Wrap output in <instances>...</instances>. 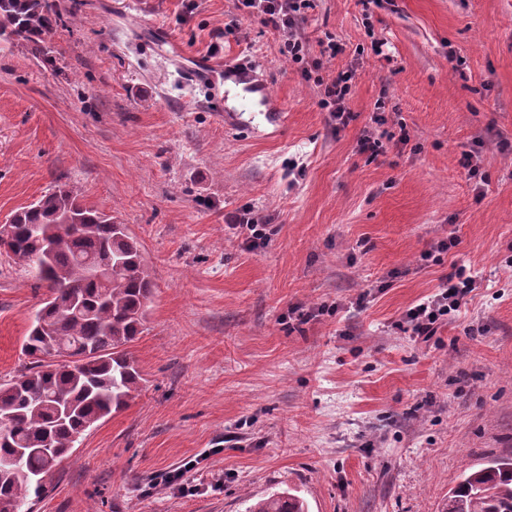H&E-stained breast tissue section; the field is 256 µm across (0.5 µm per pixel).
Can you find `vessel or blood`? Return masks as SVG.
<instances>
[{"instance_id": "b4317fda", "label": "vessel or blood", "mask_w": 512, "mask_h": 512, "mask_svg": "<svg viewBox=\"0 0 512 512\" xmlns=\"http://www.w3.org/2000/svg\"><path fill=\"white\" fill-rule=\"evenodd\" d=\"M184 72L193 81L209 84L211 97H219L223 84H233L238 93L263 106L268 123L274 132H282L287 125V114L280 101L273 96L270 85L257 65L240 62L216 65L205 58L194 59Z\"/></svg>"}]
</instances>
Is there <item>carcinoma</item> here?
Masks as SVG:
<instances>
[{
    "label": "carcinoma",
    "mask_w": 512,
    "mask_h": 512,
    "mask_svg": "<svg viewBox=\"0 0 512 512\" xmlns=\"http://www.w3.org/2000/svg\"><path fill=\"white\" fill-rule=\"evenodd\" d=\"M60 23L56 0H0V40L35 57L49 53L48 39ZM0 244L48 288L22 343L29 366L0 383V455L32 449L17 470L0 471V512H26L32 491L44 488L77 438L141 390L143 377L127 346L144 332L155 283L139 243L65 185L14 212L0 227ZM89 260H110L112 271L93 278ZM52 350L66 351L77 368L45 361ZM63 402L74 406L67 419L58 415ZM42 448L55 449L56 458ZM246 512H308V506L282 491ZM441 512H512V457L463 473Z\"/></svg>",
    "instance_id": "cac0c4a2"
}]
</instances>
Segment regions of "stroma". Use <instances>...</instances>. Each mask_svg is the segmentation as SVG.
Returning a JSON list of instances; mask_svg holds the SVG:
<instances>
[{
	"mask_svg": "<svg viewBox=\"0 0 512 512\" xmlns=\"http://www.w3.org/2000/svg\"><path fill=\"white\" fill-rule=\"evenodd\" d=\"M48 57L0 40V225L57 185L112 214L155 282L130 346L144 378L89 429L33 512H246L291 489L309 512H441L470 466L512 456V0H316L325 74L354 70L336 131L281 38L234 0H60ZM388 41V57L369 51ZM257 62L288 114L224 128L178 60ZM419 151L367 161L380 92ZM479 157V178L459 164ZM270 218L247 244L228 220ZM459 244L427 259L438 241ZM481 280L429 342L406 311L453 263ZM46 293L0 255V382ZM183 471L185 491L168 485Z\"/></svg>",
	"mask_w": 512,
	"mask_h": 512,
	"instance_id": "35a3bbf8",
	"label": "stroma"
}]
</instances>
